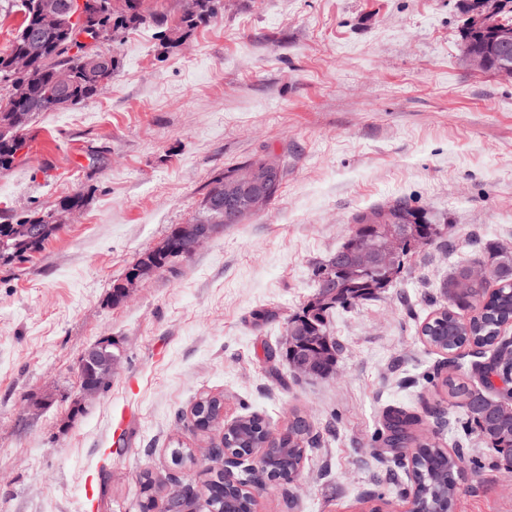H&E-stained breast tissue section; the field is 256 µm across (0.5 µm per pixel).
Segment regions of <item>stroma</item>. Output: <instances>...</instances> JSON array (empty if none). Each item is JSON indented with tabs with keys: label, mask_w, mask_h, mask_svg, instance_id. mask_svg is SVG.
Segmentation results:
<instances>
[{
	"label": "stroma",
	"mask_w": 512,
	"mask_h": 512,
	"mask_svg": "<svg viewBox=\"0 0 512 512\" xmlns=\"http://www.w3.org/2000/svg\"><path fill=\"white\" fill-rule=\"evenodd\" d=\"M183 4L144 0L146 22L112 43L107 91L40 114L0 172V218L86 198L40 252L0 263V512H137L140 473H172L177 446L197 460L181 479L203 487L218 435L189 416L205 395L225 421L257 414L278 434L297 410L318 436L298 480L257 488L258 512H403L411 464L377 439L391 408L463 454L453 512H512V472L443 385H475L470 349L421 334L449 274L484 263L482 242L512 251V86L467 65L465 0H224L191 28ZM178 27L181 42L160 40ZM264 153L288 158L276 199L113 305L210 181ZM394 203L447 234L407 254L380 298L333 312L330 377L267 363L354 216ZM106 340L120 368L81 399V358Z\"/></svg>",
	"instance_id": "35a3bbf8"
}]
</instances>
